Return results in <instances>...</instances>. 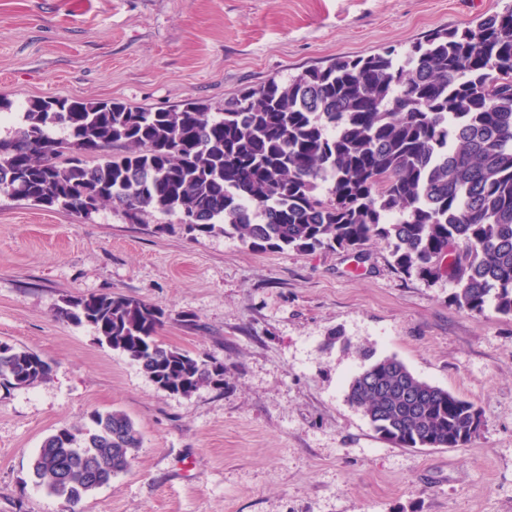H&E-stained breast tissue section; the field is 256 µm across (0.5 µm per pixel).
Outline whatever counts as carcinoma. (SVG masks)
<instances>
[{
	"label": "carcinoma",
	"mask_w": 512,
	"mask_h": 512,
	"mask_svg": "<svg viewBox=\"0 0 512 512\" xmlns=\"http://www.w3.org/2000/svg\"><path fill=\"white\" fill-rule=\"evenodd\" d=\"M0 136V194L88 218L106 207L128 224L175 218L256 251L382 241L399 272L455 283L452 303L512 317V5L476 26L439 29L399 51L339 59L245 89L211 111L52 96L23 106ZM55 317L94 327L158 388L224 387V364L160 340L163 309L115 293L62 302ZM50 364L0 342V385L32 387ZM347 398L399 448H462L484 426L473 402L371 362ZM143 437L116 410L44 439L36 485L76 512L128 471Z\"/></svg>",
	"instance_id": "1"
}]
</instances>
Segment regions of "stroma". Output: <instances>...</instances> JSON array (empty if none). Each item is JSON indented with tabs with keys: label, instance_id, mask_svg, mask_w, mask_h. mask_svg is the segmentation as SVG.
Listing matches in <instances>:
<instances>
[{
	"label": "stroma",
	"instance_id": "stroma-1",
	"mask_svg": "<svg viewBox=\"0 0 512 512\" xmlns=\"http://www.w3.org/2000/svg\"><path fill=\"white\" fill-rule=\"evenodd\" d=\"M512 0H0V96L217 108L240 90L340 58L476 25ZM455 285L392 265L384 245L257 252L217 232L156 233L105 209L83 220L0 195V341L52 363L48 380L0 386V512H62L35 484L43 440L91 411L143 436L130 470L78 512H512V317L468 314ZM152 303L168 344L224 365V387L158 389L56 321L63 299ZM474 402L462 448L381 439L347 400L369 358Z\"/></svg>",
	"mask_w": 512,
	"mask_h": 512
}]
</instances>
